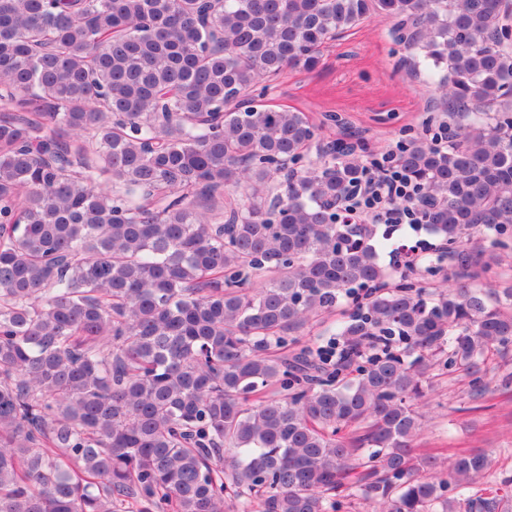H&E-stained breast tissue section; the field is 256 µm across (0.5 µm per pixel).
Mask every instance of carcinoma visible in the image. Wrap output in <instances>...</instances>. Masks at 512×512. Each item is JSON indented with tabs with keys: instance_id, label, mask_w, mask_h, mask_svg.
Wrapping results in <instances>:
<instances>
[{
	"instance_id": "cac0c4a2",
	"label": "carcinoma",
	"mask_w": 512,
	"mask_h": 512,
	"mask_svg": "<svg viewBox=\"0 0 512 512\" xmlns=\"http://www.w3.org/2000/svg\"><path fill=\"white\" fill-rule=\"evenodd\" d=\"M373 14L439 77L396 161L435 252L336 221L365 173L258 86ZM512 0H0V512H455L417 448L436 366L512 346ZM441 276L429 292L416 278ZM343 320L340 363L288 350ZM508 497L475 498L508 512Z\"/></svg>"
}]
</instances>
